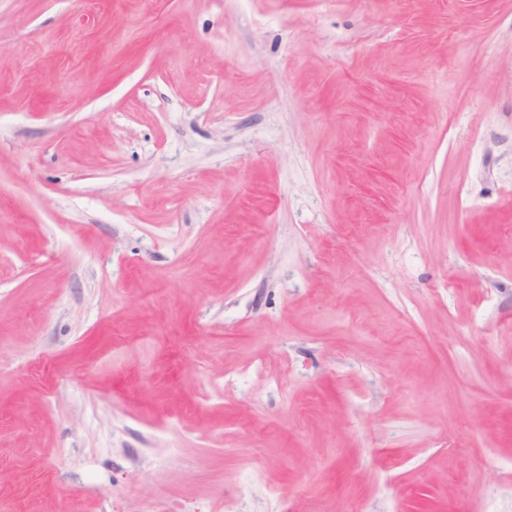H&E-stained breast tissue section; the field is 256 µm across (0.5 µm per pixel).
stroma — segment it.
<instances>
[{
    "label": "stroma",
    "instance_id": "1",
    "mask_svg": "<svg viewBox=\"0 0 512 512\" xmlns=\"http://www.w3.org/2000/svg\"><path fill=\"white\" fill-rule=\"evenodd\" d=\"M0 512H512V0H0Z\"/></svg>",
    "mask_w": 512,
    "mask_h": 512
}]
</instances>
